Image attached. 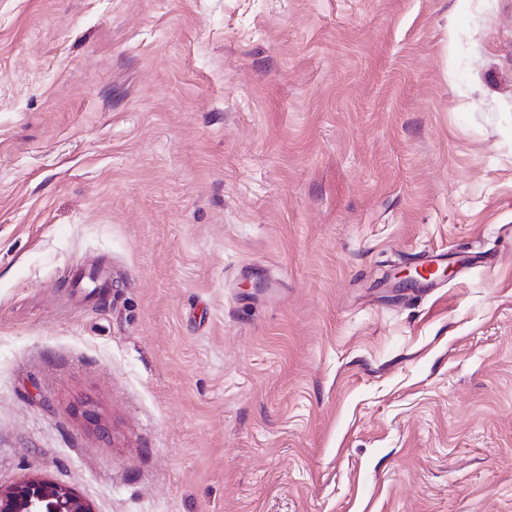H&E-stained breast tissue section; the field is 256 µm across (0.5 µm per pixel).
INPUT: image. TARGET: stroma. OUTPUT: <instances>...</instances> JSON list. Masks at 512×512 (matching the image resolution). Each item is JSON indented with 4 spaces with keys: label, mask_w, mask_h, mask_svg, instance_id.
Returning <instances> with one entry per match:
<instances>
[{
    "label": "stroma",
    "mask_w": 512,
    "mask_h": 512,
    "mask_svg": "<svg viewBox=\"0 0 512 512\" xmlns=\"http://www.w3.org/2000/svg\"><path fill=\"white\" fill-rule=\"evenodd\" d=\"M33 475L512 512V0H0V484Z\"/></svg>",
    "instance_id": "stroma-1"
}]
</instances>
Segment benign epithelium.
Returning <instances> with one entry per match:
<instances>
[{"label": "benign epithelium", "mask_w": 512, "mask_h": 512, "mask_svg": "<svg viewBox=\"0 0 512 512\" xmlns=\"http://www.w3.org/2000/svg\"><path fill=\"white\" fill-rule=\"evenodd\" d=\"M0 512H93L71 488L39 477L0 486Z\"/></svg>", "instance_id": "7a95c632"}]
</instances>
